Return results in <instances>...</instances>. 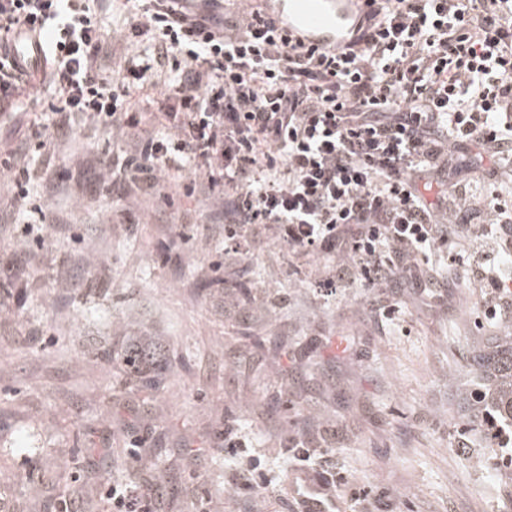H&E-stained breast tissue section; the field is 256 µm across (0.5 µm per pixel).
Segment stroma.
I'll use <instances>...</instances> for the list:
<instances>
[{"instance_id":"35a3bbf8","label":"stroma","mask_w":512,"mask_h":512,"mask_svg":"<svg viewBox=\"0 0 512 512\" xmlns=\"http://www.w3.org/2000/svg\"><path fill=\"white\" fill-rule=\"evenodd\" d=\"M56 98L46 77L0 114V163L26 144L29 192L16 208L0 190V512H112L114 483L156 489L158 512H295L299 442L341 512H512L505 451L463 432L448 383L507 323L487 318L461 243L437 297L398 276L326 293L336 259L272 236L225 250L188 169L143 194L124 165L136 140L101 122L31 148ZM451 180L512 188L471 147L422 193ZM146 338L161 374L113 366ZM237 438L245 452L225 455ZM253 461L263 481L243 499L232 470ZM63 466L66 496L50 483Z\"/></svg>"}]
</instances>
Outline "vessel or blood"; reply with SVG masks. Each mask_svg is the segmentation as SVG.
I'll list each match as a JSON object with an SVG mask.
<instances>
[{"label":"vessel or blood","instance_id":"obj_1","mask_svg":"<svg viewBox=\"0 0 512 512\" xmlns=\"http://www.w3.org/2000/svg\"><path fill=\"white\" fill-rule=\"evenodd\" d=\"M278 13L287 22L294 41L303 45L342 47L346 34L356 22L353 0H277ZM12 54L21 63L38 71L43 57L37 39L15 36L10 42ZM301 512H334L336 500L327 494L324 485L303 479L295 488Z\"/></svg>","mask_w":512,"mask_h":512}]
</instances>
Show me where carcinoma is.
Instances as JSON below:
<instances>
[{
  "mask_svg": "<svg viewBox=\"0 0 512 512\" xmlns=\"http://www.w3.org/2000/svg\"><path fill=\"white\" fill-rule=\"evenodd\" d=\"M154 361L152 345L140 346L112 356V362L129 372L141 373ZM471 386L463 388L457 405L465 424L471 430L482 427L487 436L512 435V325L505 326L476 349L468 364Z\"/></svg>",
  "mask_w": 512,
  "mask_h": 512,
  "instance_id": "carcinoma-1",
  "label": "carcinoma"
}]
</instances>
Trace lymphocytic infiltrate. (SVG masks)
I'll use <instances>...</instances> for the list:
<instances>
[{
    "label": "lymphocytic infiltrate",
    "instance_id": "lymphocytic-infiltrate-1",
    "mask_svg": "<svg viewBox=\"0 0 512 512\" xmlns=\"http://www.w3.org/2000/svg\"><path fill=\"white\" fill-rule=\"evenodd\" d=\"M117 80L102 70L112 44L86 0H0V42L26 29L57 84L51 127L71 115L138 128L125 94L164 89V135L142 140L127 164L159 193L188 162L221 202L224 244L273 233L289 250L342 257L335 279L385 285L396 268L429 286L432 256L450 240L469 249L489 316L512 315V204L486 197L489 221L468 219L469 185L448 184L447 221L417 179L476 147L512 166V0H369L365 24L342 48L300 47L247 4L133 0Z\"/></svg>",
    "mask_w": 512,
    "mask_h": 512
}]
</instances>
